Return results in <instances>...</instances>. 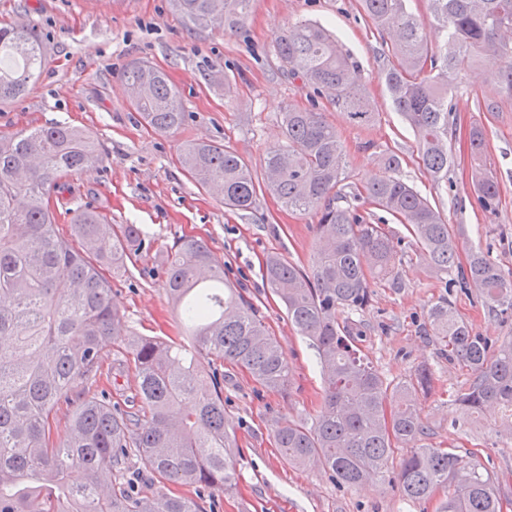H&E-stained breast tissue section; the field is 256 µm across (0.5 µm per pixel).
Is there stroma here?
<instances>
[{
	"instance_id": "1",
	"label": "stroma",
	"mask_w": 512,
	"mask_h": 512,
	"mask_svg": "<svg viewBox=\"0 0 512 512\" xmlns=\"http://www.w3.org/2000/svg\"><path fill=\"white\" fill-rule=\"evenodd\" d=\"M304 21L326 25L358 62L372 122L349 123L329 94L314 95L289 74L275 52V39ZM6 25L32 28L44 44V60L27 94L0 105V135L54 122L89 131L101 153L92 169L73 178V208L94 207L112 223L134 224L141 232L142 247L127 272L109 279L112 303L128 331L190 345L163 281L165 257L174 242L195 239L223 263L225 280L252 302L291 368L292 385L282 394L261 387L240 366L225 363L224 420L238 448L237 486L232 493L212 496L176 485L173 493L197 501L203 512H436L438 499L410 500L394 481L347 489L323 471L288 464L275 444L274 429L288 421L312 423L324 387L317 354L267 288L262 263L276 252L309 268L317 218L282 208L264 190L252 210H226L219 196L183 171L178 156L185 141H215L236 151L254 177L262 178L267 149L282 141L285 109H304L317 99L346 147L348 186L383 175L378 156L394 151L401 159L398 177L420 190L457 235L460 260L479 249L511 272L512 103L502 102L492 115L478 110L475 93L492 90L489 67L473 63L458 78L450 139L454 162L447 180L436 184L423 173L417 138L387 94L381 79L384 39L359 0H253L243 27L234 33L189 26L171 0H0V26ZM138 60L164 69L178 89L191 114L179 131L158 134L136 121L122 72ZM475 120L486 128L488 154L501 185L494 214L474 203L467 132ZM398 277L400 288L376 285L370 305L348 313L357 345L390 381L408 376L420 364L430 366L432 389L420 400L425 443L455 449L489 470L508 499L503 512H512V440L497 434L491 411L455 423L448 395L466 388L471 373L440 354L427 317L432 306L449 301L475 334L492 339L512 336V318L489 314L475 289L446 288L416 251H409ZM123 351V344H115L95 378L79 384V391L87 396L105 392L113 402L126 403L135 380L133 372L114 369Z\"/></svg>"
}]
</instances>
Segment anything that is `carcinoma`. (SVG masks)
<instances>
[{"label": "carcinoma", "instance_id": "obj_1", "mask_svg": "<svg viewBox=\"0 0 512 512\" xmlns=\"http://www.w3.org/2000/svg\"><path fill=\"white\" fill-rule=\"evenodd\" d=\"M408 0H359L377 31L389 36L383 80L391 101L418 138L419 159L431 180L448 178V136L454 112L450 93L471 61L489 65L512 57V0H425L426 14L447 34L436 50L426 25ZM193 27H242L252 0H174ZM288 73L333 103L357 125L372 120L356 61L320 23H301L276 39ZM42 43L32 29L0 27V103L23 97L39 75ZM137 119L157 133H174L190 113L167 73L136 61L123 71ZM496 93L477 100L484 112L512 100V70L491 72ZM284 141L264 159V187L293 212L314 213L317 244L311 269L278 253L266 256L263 277L283 303L288 321L316 350L324 399L315 422L276 426L274 439L288 463L329 473L339 485L358 489L388 473L396 445L411 452L393 479L403 494L427 501L448 489L439 512H501L491 473L449 448L422 443L418 398L428 391V364L391 384L360 355L340 311L368 306L371 287L398 283L404 238L372 223L359 208L342 206L346 153L336 126L316 108L282 113ZM475 160V203L496 213L497 172L487 155L483 123L469 126ZM100 145L86 131L55 123L0 136V512H198L195 502L169 486L195 485L228 493L236 485L233 439L224 428V361L244 367L263 387L285 391L291 369L277 337L252 303L225 287L224 267L205 244L180 239L165 262L164 287L191 325L194 350L157 336L128 339L123 316L112 307L102 267L125 268L140 245L134 224H112L97 210L73 212L74 248L60 233L51 198L72 192L64 176L92 168ZM182 166L203 189H217L229 210L249 211L257 198L255 178L233 150L210 141H188ZM379 162L388 174L352 192L402 224L430 271L455 268L459 241L439 211L412 185L394 177L397 154ZM464 288H475L488 312L512 316V271L504 273L489 254L474 250L460 271ZM448 360L468 368L469 387L450 394L468 415L501 408L509 415L500 433L512 439V336L494 345L473 333L441 302L428 314ZM128 342L137 380L134 410L112 405L102 394L83 398L63 441H52V415L69 403L77 386L90 380L117 342ZM136 457L139 473L155 490L137 495L124 486L125 464ZM85 474L75 483L74 471Z\"/></svg>", "mask_w": 512, "mask_h": 512}]
</instances>
